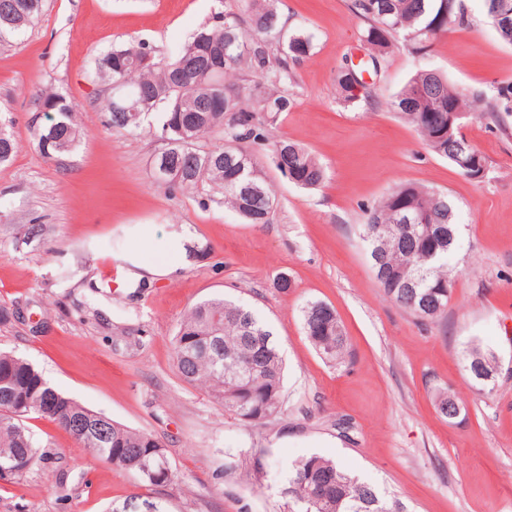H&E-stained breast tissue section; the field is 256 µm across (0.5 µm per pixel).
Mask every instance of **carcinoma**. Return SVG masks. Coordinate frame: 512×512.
Returning <instances> with one entry per match:
<instances>
[{
  "label": "carcinoma",
  "mask_w": 512,
  "mask_h": 512,
  "mask_svg": "<svg viewBox=\"0 0 512 512\" xmlns=\"http://www.w3.org/2000/svg\"><path fill=\"white\" fill-rule=\"evenodd\" d=\"M47 0H0V46L22 36L41 18ZM243 13L224 14L219 27L203 28L174 57H158L144 43L112 48L99 61L100 78L119 84L134 95L130 103L107 97L102 107L106 124L114 130L136 132L145 119L157 120L156 131L165 142L172 174L164 183L193 193L206 185L224 196V204L250 224H267L276 202L258 156L252 147L271 148L276 167L295 184L314 188L326 172L305 147L286 139L273 140L256 117L263 112L274 119L289 110L284 84L292 67L310 56L317 37L308 30L285 33L275 0H243ZM495 0H482L484 13L499 40L512 45V25L496 23ZM354 12L365 22L361 41L372 66L394 42L415 56L468 22L463 0H352ZM224 55L222 70L209 69V51ZM255 75L260 82L251 98L242 101L226 83L227 74ZM358 66L336 71V92L348 103ZM231 103L224 108L222 101ZM453 106L462 115L458 127L435 125L432 118ZM52 108L46 122L29 119L41 153L58 160L75 149L80 130L72 108L56 94L42 97ZM413 126L423 144L462 171L463 161L485 157L461 131L463 119L495 120L512 112V82H502L489 97L433 71L420 70L388 103ZM212 143L202 142L204 137ZM16 141L0 120V165L11 160ZM371 267L384 296L422 322L441 318L450 301L448 255L456 248V214L448 195L417 183H401L367 209L362 225ZM306 338L326 361L340 363L347 350L344 327L329 304L308 303L302 314ZM174 366L186 383L208 388L213 401L238 416L243 407L258 414L252 426L271 424L284 413V365L269 326L251 309L222 298L202 300L182 317L172 340ZM494 353L474 346L466 351L465 369L471 375L495 381ZM438 413L447 418L460 406L446 388L435 391ZM41 418L55 423L71 439L99 460L136 478L145 487L166 486L137 471L130 462L140 459L149 471L172 470L166 449L150 433L136 430L79 404L52 387L29 362L0 351V480L15 479L31 468L49 467L65 502L76 484L70 470L35 438L26 420ZM268 464L263 451H245L236 470L254 485L262 484ZM289 512H405L398 500H388L378 489L318 455L288 465L281 491Z\"/></svg>",
  "instance_id": "obj_1"
}]
</instances>
